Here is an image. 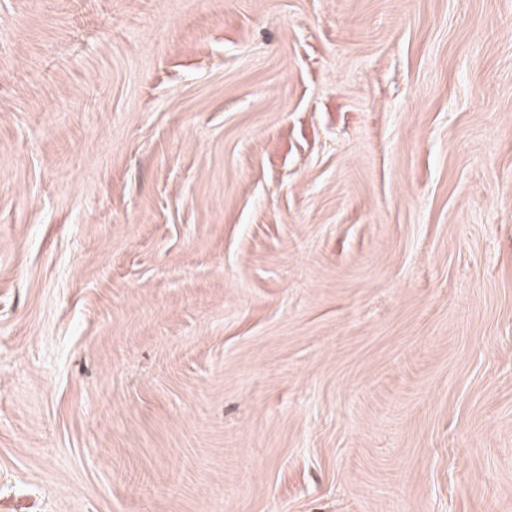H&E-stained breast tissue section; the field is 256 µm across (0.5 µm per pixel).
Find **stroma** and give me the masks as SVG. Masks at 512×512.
I'll return each mask as SVG.
<instances>
[{
    "label": "stroma",
    "mask_w": 512,
    "mask_h": 512,
    "mask_svg": "<svg viewBox=\"0 0 512 512\" xmlns=\"http://www.w3.org/2000/svg\"><path fill=\"white\" fill-rule=\"evenodd\" d=\"M0 512H512V0H0Z\"/></svg>",
    "instance_id": "1"
}]
</instances>
